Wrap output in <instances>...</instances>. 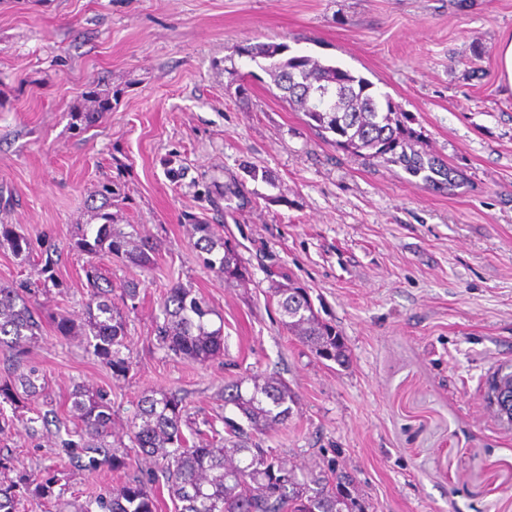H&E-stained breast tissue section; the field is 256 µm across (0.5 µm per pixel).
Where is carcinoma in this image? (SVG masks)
<instances>
[{
    "mask_svg": "<svg viewBox=\"0 0 512 512\" xmlns=\"http://www.w3.org/2000/svg\"><path fill=\"white\" fill-rule=\"evenodd\" d=\"M275 82L280 72L296 74L304 93L296 97L282 93V99L297 107L306 123L321 137L331 133L334 143L354 152L373 151L391 155V161L418 175L434 170L418 152L406 151L404 113L382 101L373 83L339 65L325 64L309 56H293L271 64ZM332 83L338 96L322 100L318 90ZM99 224H87L77 248L88 256V292L82 317L76 322L62 315L55 319L59 336L68 340L83 336L88 352L98 358L114 377L130 370L126 348V321L112 302V282L102 277L94 260L109 254L141 268L154 265L156 247L144 239L132 241L125 225L116 224L109 212L97 213ZM193 248L203 264L226 282L244 278L246 268L235 250L212 224L193 225ZM27 256L30 241L17 234L10 224H0V245ZM282 323L318 358L339 365L347 360L342 336L315 311L307 290L288 286L274 290ZM163 322L156 326L162 347L197 364L224 353L222 328H211L215 311L192 289L176 283L167 289L160 304ZM42 332L32 291L29 288L0 286V351L21 362ZM252 387L239 380L224 386V406L240 417L224 418L226 435L216 430L187 444L183 428L190 425L182 399L173 392L159 391L138 400L128 421V433L136 455L166 462V486L176 502V512H351L357 507L352 480L338 469L326 472L310 469L299 474L270 448L253 441L275 425L288 421L296 403L293 389L275 376L250 378ZM0 398L16 403L20 399L50 404L47 378L36 366L27 367L17 378L0 383ZM70 413L77 427L65 429L61 447L79 458L86 467L127 470L135 459L108 442L112 436V402L106 391L76 387L70 396ZM60 479L49 473L25 472L19 479L0 484V512H17L20 497L28 494L51 508L61 506ZM158 499L150 481L134 479L114 492L88 497L76 512H157Z\"/></svg>",
    "mask_w": 512,
    "mask_h": 512,
    "instance_id": "carcinoma-1",
    "label": "carcinoma"
}]
</instances>
